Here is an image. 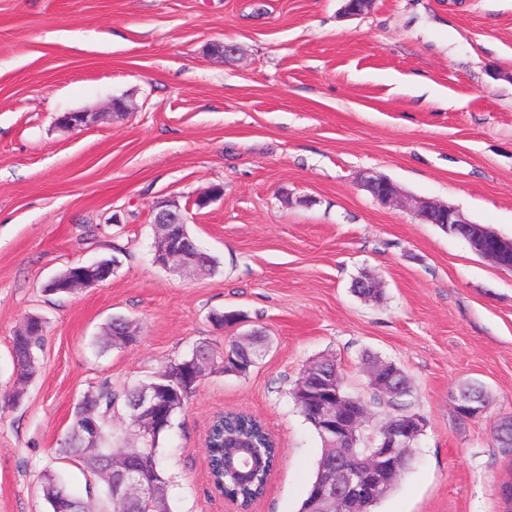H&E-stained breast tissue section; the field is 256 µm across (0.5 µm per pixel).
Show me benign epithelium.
<instances>
[{
    "label": "benign epithelium",
    "instance_id": "benign-epithelium-1",
    "mask_svg": "<svg viewBox=\"0 0 512 512\" xmlns=\"http://www.w3.org/2000/svg\"><path fill=\"white\" fill-rule=\"evenodd\" d=\"M105 116L103 112H67L57 118L65 128L89 127ZM362 187L382 205L406 206L425 224H436L447 232L462 226L470 240L477 246V255L496 264L505 258L512 259V238H505L492 229L476 224L445 203L408 198L397 186L382 175L367 172L362 178ZM154 223L185 224V209L174 199L163 200L153 206ZM199 256L176 241H165L158 245L156 263L179 271L187 264H198ZM371 386L384 391L397 390L393 376L384 368L369 371ZM315 384L323 398L315 408V419L329 447L336 450V465L324 473L315 485L314 498L335 512H361L362 502L385 491L391 477L401 468L403 457L399 448H412L415 434L421 430L423 419L410 416L395 419L385 426L371 448H361V430L368 422L364 407L355 400L343 399L332 390L330 378L323 374ZM165 394L161 390L143 392L137 400L139 415L154 422L160 421ZM457 412L463 418L479 417L484 409L472 403L464 394L455 397ZM120 487L125 499H147L151 484L139 473L137 461L129 457L122 465Z\"/></svg>",
    "mask_w": 512,
    "mask_h": 512
}]
</instances>
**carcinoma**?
<instances>
[{
    "label": "carcinoma",
    "mask_w": 512,
    "mask_h": 512,
    "mask_svg": "<svg viewBox=\"0 0 512 512\" xmlns=\"http://www.w3.org/2000/svg\"><path fill=\"white\" fill-rule=\"evenodd\" d=\"M172 230L199 253L201 274L213 273L216 268L215 257L197 244L188 226L176 224L172 226ZM78 290V270L73 266L60 272L59 278L44 288L46 294L58 297L69 296ZM30 321L36 328L26 334L16 332L11 342L17 386L8 395V401L15 406L23 399L27 383L37 373L39 352L44 345V333L40 329L42 319L32 316ZM133 332L135 329L129 319L113 317L103 327L100 346L104 350L125 348L137 340ZM265 341L266 336L260 332L255 336H232L224 345V353L219 355L199 345L185 357L168 362L149 381L130 388L122 396L112 391L111 386L103 385L96 393L83 397L75 409L69 432L61 443L59 452L78 459L95 479L98 488V512H171L168 498L169 480L160 469L157 446L159 440L173 429L177 415L183 410L187 399L196 388V384L188 380V373L196 361L207 359L210 361L211 370H220L224 373L238 361L242 365L239 373L245 375L256 364L259 349ZM401 381L403 390L400 396L393 398L376 393L373 397L374 403L385 405L392 410L389 414L391 419L409 412L406 401V397L409 396L406 376H401ZM155 387L166 389L171 395L172 404L167 411L166 425L145 437L141 435L142 422L133 408V400L142 391ZM119 403L122 404L127 426L140 441L138 451L145 467L144 476L155 482L154 494L147 503L137 500L123 501L117 495L121 476L117 469L112 467V461L128 452L126 448L112 447V416L115 415ZM88 419L93 420L98 428V437L92 448L86 446L80 435L81 427ZM245 453L254 458L253 472L249 477L241 478L231 470L230 463ZM279 455L277 442L260 420L243 412L224 413L213 422L207 439L206 458L212 490L221 497L238 501L245 509L249 508L264 495L268 477L273 467L277 465ZM40 487L51 512H56L60 504L67 507L69 512H92V507L82 497L72 493L59 473L51 469L43 473Z\"/></svg>",
    "instance_id": "1"
}]
</instances>
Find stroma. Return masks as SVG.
<instances>
[{"label": "stroma", "mask_w": 512, "mask_h": 512, "mask_svg": "<svg viewBox=\"0 0 512 512\" xmlns=\"http://www.w3.org/2000/svg\"><path fill=\"white\" fill-rule=\"evenodd\" d=\"M0 0V398L11 340L46 327L19 405L0 401V512H49L74 407L102 383L146 382L199 344L263 332L244 376L207 374L159 446L172 512H228L210 484L213 415L260 418L281 447L251 512H298L321 440L291 397L308 364L336 360L370 398L365 360L396 363L424 420L412 463L375 512H512V452L490 429L512 414V271L359 183L372 170L512 237V0ZM231 43L229 59L213 47ZM115 99L128 112L108 115ZM101 111L64 129L65 112ZM223 197L200 208L211 186ZM177 199L215 273L153 261L154 202ZM117 257L112 277L44 293L74 264ZM380 298L355 293L361 278ZM242 313L220 328L212 314ZM138 341L101 351L111 317ZM489 405L461 418L455 397Z\"/></svg>", "instance_id": "35a3bbf8"}]
</instances>
